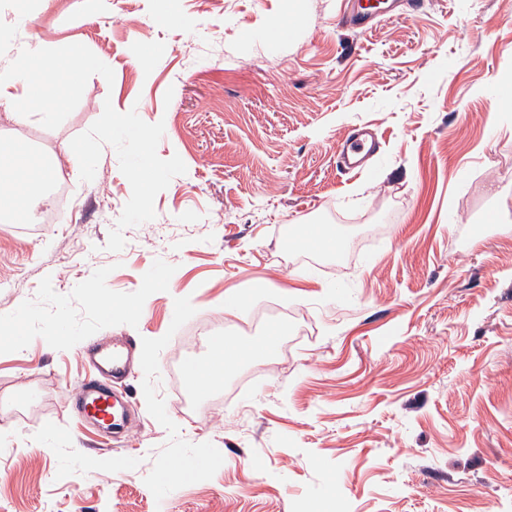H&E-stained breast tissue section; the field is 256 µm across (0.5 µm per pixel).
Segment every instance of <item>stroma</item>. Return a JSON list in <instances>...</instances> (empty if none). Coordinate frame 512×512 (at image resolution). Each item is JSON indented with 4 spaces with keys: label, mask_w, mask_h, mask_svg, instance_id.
I'll use <instances>...</instances> for the list:
<instances>
[{
    "label": "stroma",
    "mask_w": 512,
    "mask_h": 512,
    "mask_svg": "<svg viewBox=\"0 0 512 512\" xmlns=\"http://www.w3.org/2000/svg\"><path fill=\"white\" fill-rule=\"evenodd\" d=\"M346 2L0 0V75L33 37L98 62L0 106V151L60 161L70 194L38 236L0 222V512H512V0H411L365 34ZM358 126L379 148L347 172ZM308 224L339 250L287 246ZM205 321L278 340L190 402ZM113 336L143 369L107 442L70 398Z\"/></svg>",
    "instance_id": "35a3bbf8"
}]
</instances>
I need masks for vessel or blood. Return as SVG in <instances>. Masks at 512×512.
<instances>
[{"instance_id":"b4317fda","label":"vessel or blood","mask_w":512,"mask_h":512,"mask_svg":"<svg viewBox=\"0 0 512 512\" xmlns=\"http://www.w3.org/2000/svg\"><path fill=\"white\" fill-rule=\"evenodd\" d=\"M382 10L377 0H356L349 25L360 32H368ZM371 150L372 145L365 135L350 134L341 152L343 168L358 166ZM83 355L93 367L94 375L78 388L73 396L74 404L82 416L100 431L108 435L115 433L123 419L115 386L126 377L131 367L132 347L127 343L110 346L97 344L85 348Z\"/></svg>"}]
</instances>
